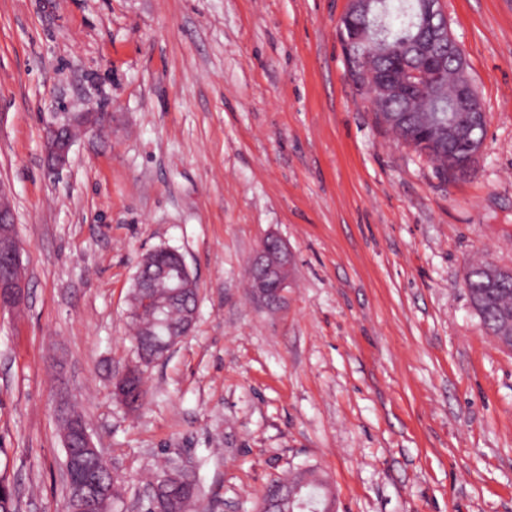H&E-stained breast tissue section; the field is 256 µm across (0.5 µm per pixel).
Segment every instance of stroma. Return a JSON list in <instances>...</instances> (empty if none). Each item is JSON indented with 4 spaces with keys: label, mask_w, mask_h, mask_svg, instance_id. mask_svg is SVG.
Returning a JSON list of instances; mask_svg holds the SVG:
<instances>
[{
    "label": "stroma",
    "mask_w": 512,
    "mask_h": 512,
    "mask_svg": "<svg viewBox=\"0 0 512 512\" xmlns=\"http://www.w3.org/2000/svg\"><path fill=\"white\" fill-rule=\"evenodd\" d=\"M346 0H0V187L27 278L0 314V476L15 512H64L69 399L142 512L163 458L197 467L196 512H257L313 468L335 512H512V350L474 312L472 264L512 267V0H444L487 113L475 170L437 173L376 124L348 76ZM107 113L69 164L48 123ZM285 302L252 297L263 240ZM182 254L188 336L136 360L138 259ZM85 116L68 117L61 127L72 129L74 123H81ZM50 126L45 145V162L48 170L53 173H59L65 168L69 161V153L73 143L70 133L64 128Z\"/></svg>",
    "instance_id": "obj_1"
}]
</instances>
